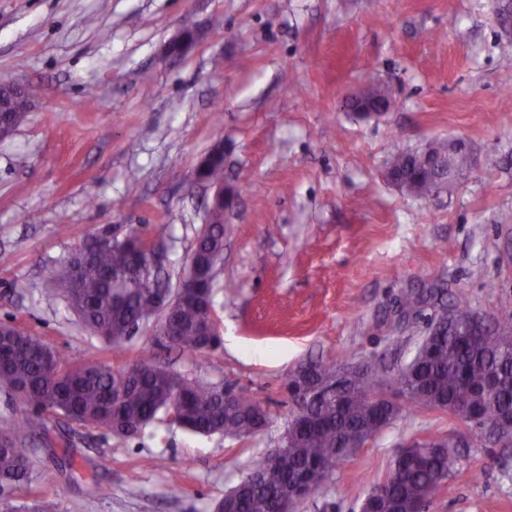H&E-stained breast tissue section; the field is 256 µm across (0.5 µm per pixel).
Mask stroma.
Wrapping results in <instances>:
<instances>
[{
  "label": "stroma",
  "instance_id": "obj_1",
  "mask_svg": "<svg viewBox=\"0 0 512 512\" xmlns=\"http://www.w3.org/2000/svg\"><path fill=\"white\" fill-rule=\"evenodd\" d=\"M501 2L0 0V73L36 93L0 139V322L66 358L115 368L155 358L273 415L244 440L163 420L129 441L72 430L69 446L38 445L36 478L13 504L52 492L58 512H213L283 433L291 370L413 358L435 310L403 327V289L441 286L448 302L498 314L512 297V65L501 56L512 32ZM187 24L195 46L168 56ZM370 78L395 106L363 120L343 103ZM441 139L464 140L472 158L452 195L420 198L385 180L394 146ZM217 144L235 194L213 295L224 343L193 355L145 327L102 350L50 269L108 228L160 240L162 274L177 281L214 199L193 172ZM454 428L430 413L396 422L299 512H359L403 444ZM67 453L70 469L56 463ZM429 512H512V447L472 440Z\"/></svg>",
  "mask_w": 512,
  "mask_h": 512
}]
</instances>
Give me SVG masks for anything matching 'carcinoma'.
I'll return each instance as SVG.
<instances>
[{"label": "carcinoma", "mask_w": 512, "mask_h": 512, "mask_svg": "<svg viewBox=\"0 0 512 512\" xmlns=\"http://www.w3.org/2000/svg\"><path fill=\"white\" fill-rule=\"evenodd\" d=\"M3 120L15 127L29 108L13 76L0 74ZM387 167L422 197L446 191L453 179L422 150L396 147ZM232 233L224 211L212 210L197 235L191 257L197 288L179 293L169 316L176 330L170 346L203 354L220 345L214 317L210 270L215 252ZM147 240L135 235L112 240V232L92 233L83 247L56 264L49 280L81 326L108 350H120L134 337L137 320L159 315L151 293L158 274L148 264ZM443 289H411L399 299L401 314L417 315ZM448 325L424 338L409 363L388 367L375 359L356 365L333 360L301 364L288 374L284 388L293 404L288 426L276 447L252 463L249 473L222 498L224 512H280L293 488L297 500L332 478L353 445L376 440L400 418L417 410L446 412L464 426L490 430L500 415L512 413V302L501 304L493 334L474 330L477 313L458 301L448 309ZM0 390L19 397L30 415L0 423V493L27 483L33 474L35 439L47 442L46 421L106 429L119 440L137 438L159 416L202 435L248 439L271 422L269 409L218 383L174 372L153 358L115 369L102 362L68 360L36 336L0 324ZM429 452L394 459L372 512H420L460 463L442 435L428 438Z\"/></svg>", "instance_id": "cac0c4a2"}]
</instances>
